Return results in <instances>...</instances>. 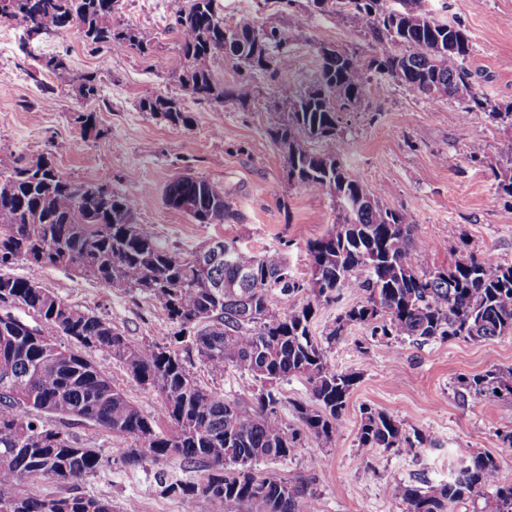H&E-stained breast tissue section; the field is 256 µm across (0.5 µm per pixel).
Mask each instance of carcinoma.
Here are the masks:
<instances>
[{
	"label": "carcinoma",
	"mask_w": 512,
	"mask_h": 512,
	"mask_svg": "<svg viewBox=\"0 0 512 512\" xmlns=\"http://www.w3.org/2000/svg\"><path fill=\"white\" fill-rule=\"evenodd\" d=\"M15 0H0V20H20L44 35L76 30L93 48L127 45L147 54L157 36L147 28L117 21L120 0H27L18 16ZM298 0H276L304 28ZM369 37L379 52L327 54L317 49L313 84L266 108L267 133L286 155L288 184L327 191L336 201V223L308 242L310 276L292 275L281 251L254 253L233 242L206 266L195 253L157 243L137 223L138 200L96 183H78L60 173L48 151L0 172V269L18 261L70 268L119 291H140L176 328L168 346L135 343L112 322L78 309L50 290L0 272V512H114L112 502L84 494L39 496L21 489L24 480L77 484L104 467L92 448L69 432L77 423L99 427L124 442L119 457L130 466L179 459L189 469L203 465L207 477L169 480L159 474L163 493L190 506L203 498L217 512H314L307 488L274 476L258 477L251 464L286 459L301 435L328 442L340 430L347 397L359 380L339 372L327 347L348 327L395 344L456 338L482 340L512 334V265L468 255L451 268L424 270L413 256L424 251L403 214L387 207L343 166L339 114L356 106L377 75L441 103L454 100L460 112L491 109L512 127V104L488 107L475 90L463 61L471 52L469 31L459 23L437 22L429 0H312ZM220 0H190L169 28L187 63L179 81L191 97L215 109L233 102L242 109L260 94L255 74L269 78L294 63L290 34L264 28L242 16L224 24ZM221 54L240 66L231 86L220 82L206 61ZM45 68L59 85L71 81L68 53L48 57ZM144 112L173 125L189 126L190 113L162 95H147ZM164 203L199 224L234 217L224 187L192 175L168 184ZM304 295L288 312L273 305L275 293ZM346 293L361 296L343 309L325 340L312 336L315 307L338 303ZM21 309L34 320L13 313ZM65 336L74 343L58 342ZM197 356L214 376L228 368L261 382L253 401L242 404L203 387L189 369ZM122 363L131 379L154 392L171 430L145 415L112 382L103 361ZM304 378L312 403L293 405L298 427L278 412L277 382ZM460 395L512 398V369L488 370L461 379ZM57 419L59 426L47 424ZM359 447L412 451L425 443L410 437L403 423L378 410L362 411ZM493 492L482 512H512V482H503L494 458L477 454L463 461L448 483L426 489L400 484L396 495L407 512H455V505Z\"/></svg>",
	"instance_id": "cac0c4a2"
}]
</instances>
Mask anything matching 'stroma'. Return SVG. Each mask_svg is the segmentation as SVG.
<instances>
[{"instance_id":"1","label":"stroma","mask_w":512,"mask_h":512,"mask_svg":"<svg viewBox=\"0 0 512 512\" xmlns=\"http://www.w3.org/2000/svg\"><path fill=\"white\" fill-rule=\"evenodd\" d=\"M189 0H121L124 24L154 29L157 48L140 55L124 45L96 50L76 31L38 40L28 39L16 21L0 23L10 47L0 56V171L52 152L56 168L77 182L110 183L138 199L137 221L164 246L190 252L211 240H234L262 252L278 248L297 278L308 277L309 240L336 221V203L327 192L288 185L284 151L267 134L268 106L294 95L317 74L315 46L334 45L341 51L373 54L370 40L335 16L304 7V29L292 37L295 63L276 78H261L258 103L242 110L195 102L179 76L185 63L168 25ZM225 23L248 13L262 26L289 30L292 22L270 0H221ZM437 20L461 22L470 32L472 52L466 62L477 92L490 104L512 103V0H431ZM68 52L72 80L56 87L39 63L41 57ZM95 75L98 99L79 97L78 85ZM150 94L179 101L193 118L189 127L175 126L160 116L140 111ZM454 104L434 103L406 87L371 81L360 106L340 113L345 141V168L388 207L401 212L413 226L425 251L414 257L424 269L447 268L469 255H491L512 263V197L497 184L512 155V129L488 111L455 117ZM93 113L96 132H84L80 115ZM484 152L469 158L473 143ZM190 174L223 186L236 220L197 224L166 208L161 194L168 182ZM11 274L39 282L68 304L103 317L131 341L168 344L171 325L155 312L140 292H113L71 269L21 261ZM332 368L354 372L360 379L341 415V430L327 444L303 439L285 459L263 460L255 475H275L306 484L317 512H406L390 485L437 486L447 483L458 460L478 453L491 455L502 480L512 481V448L497 430L512 426V400L485 396L461 397L458 378L492 368H512V335L486 341L462 338L425 344L402 342L397 351L373 341L369 332L350 327L328 354ZM113 382L146 415L161 418L163 402L135 384L125 366L108 361ZM191 370L199 383L229 400L246 403L260 387L252 376L228 369L212 376L200 360ZM385 411L405 428L422 433L429 447L418 453L359 447L357 433L363 408ZM85 447L96 449L107 464L78 486L27 481L36 495L81 492L112 501L117 512H212L205 500L186 509L164 495L156 470L180 478L174 461L159 468L131 467L115 450L118 441L87 424L71 426Z\"/></svg>"}]
</instances>
